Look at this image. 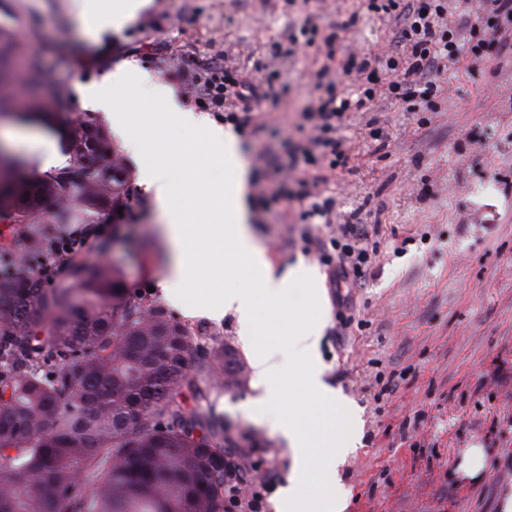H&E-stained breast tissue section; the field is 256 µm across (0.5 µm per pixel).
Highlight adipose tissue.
I'll use <instances>...</instances> for the list:
<instances>
[{
  "label": "adipose tissue",
  "mask_w": 512,
  "mask_h": 512,
  "mask_svg": "<svg viewBox=\"0 0 512 512\" xmlns=\"http://www.w3.org/2000/svg\"><path fill=\"white\" fill-rule=\"evenodd\" d=\"M146 4L147 0H74L73 18L84 35L96 39L129 25ZM119 86L127 87L125 96H115ZM76 93L81 102L116 113L114 129L134 155L142 152L149 138L147 127L125 118L139 107L162 113L184 130L200 133V140L191 146H168L166 165L142 170V180L153 189L165 216L164 233L174 253L171 267L159 281L160 293L173 304H182L192 295L204 261L216 248H223L226 261L241 262L249 287L208 289L202 303L212 318H223L228 312L236 316L254 375L256 395L250 412L257 422L270 425L289 448L293 468L281 491L278 512H345L348 495L339 483L337 466L360 444L363 422L358 409L339 402L324 380L319 348L327 313L318 271L300 261L287 272L276 273L264 245L250 228L249 169L237 135L182 106L171 86L135 76L133 66L127 64L117 65L98 82L77 86ZM211 160L221 164L228 175L218 194L209 192L201 179L203 166ZM177 188L205 200L212 223L199 224L193 213L173 210L170 200ZM189 239L196 242V253L185 251L183 244ZM297 284L306 287L314 304L312 314L283 313L276 319L275 335L259 336L256 326L263 305L286 299ZM289 381L300 388L307 407L285 406L284 386ZM277 403L283 404V411L271 413V406ZM312 483L318 484L320 491L310 499L304 491Z\"/></svg>",
  "instance_id": "obj_1"
}]
</instances>
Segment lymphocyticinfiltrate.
<instances>
[{"instance_id": "1", "label": "lymphocytic infiltrate", "mask_w": 512, "mask_h": 512, "mask_svg": "<svg viewBox=\"0 0 512 512\" xmlns=\"http://www.w3.org/2000/svg\"><path fill=\"white\" fill-rule=\"evenodd\" d=\"M373 11L393 21L396 50L388 55L391 72L380 88L367 87L353 94L342 89L343 78L360 82L374 64L371 52L350 49L343 63H336L339 35L324 31L313 17L288 34L284 42L271 48L273 58L294 54L297 47L310 49L324 60L314 72L317 91L303 114L312 146L306 163L312 171L303 178L305 202L303 218L309 224H331L336 200L324 195L325 170L346 167L349 155L336 133L350 112L365 107L382 94L404 111L418 113L419 124H427V115L436 111V102L446 91L443 76L449 66L466 64L472 72H496L512 61V0H482L478 12L462 14L450 0H369ZM277 72H270L261 84H253L234 67L216 69L203 79L196 98L224 115L227 123L248 127L253 119V102L276 96ZM370 208L351 212L337 226L335 237L318 240L320 259L331 269L336 286L360 277L377 256L376 249L362 245L360 230L371 216ZM272 483L270 475H248L243 468H227L224 473V501L228 512H260L261 492Z\"/></svg>"}]
</instances>
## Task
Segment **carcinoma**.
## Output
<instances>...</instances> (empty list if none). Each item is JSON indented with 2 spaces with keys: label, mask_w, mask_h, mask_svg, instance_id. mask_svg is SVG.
<instances>
[{
  "label": "carcinoma",
  "mask_w": 512,
  "mask_h": 512,
  "mask_svg": "<svg viewBox=\"0 0 512 512\" xmlns=\"http://www.w3.org/2000/svg\"><path fill=\"white\" fill-rule=\"evenodd\" d=\"M19 79L36 92L40 61L0 31V112ZM86 118L94 169L65 139L66 163L48 171L0 156V204L17 211L21 242L0 251V512H225L232 439L211 397L225 376L241 384L238 355L201 349L115 268L63 255L75 228L131 195L124 158Z\"/></svg>",
  "instance_id": "obj_1"
}]
</instances>
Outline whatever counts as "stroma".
<instances>
[{
    "mask_svg": "<svg viewBox=\"0 0 512 512\" xmlns=\"http://www.w3.org/2000/svg\"><path fill=\"white\" fill-rule=\"evenodd\" d=\"M70 4L0 0V27L42 62V97L57 94L53 77L68 72L63 123L86 113L75 83L99 81L125 61L163 82L175 60L191 76L227 64L253 80L266 65L280 70L287 93L257 104L263 128L239 133L252 173L250 222L276 271L300 260L318 266L328 308L346 297L354 309L356 325L341 336L330 318L320 344L326 382L363 421L361 447L338 467L346 512H499L501 497L512 492V65L485 75L450 68L447 94L423 127L387 100L351 114L338 132L351 148V169L332 177L327 192L338 210L366 201L379 210V227L368 235L379 253L339 289L312 245L330 230L305 223L297 200L306 144L298 125L316 94V66L300 55L270 61L267 49L310 14L333 26L341 45L383 58L393 50L392 23L369 12L367 0H152L130 25L94 41L73 29ZM129 118L150 125L142 159L127 160L133 195L122 211L102 216L108 229L87 255L121 270L131 293L158 303L154 286L167 246L140 169L161 158V145L187 135L147 108ZM376 128L390 136L385 150L370 137ZM187 321L201 345L217 340L243 352L233 316ZM391 379L395 392L382 394ZM252 393L247 380L217 398L235 440L228 456L250 471L271 469L279 487L291 475V457L277 436L253 424ZM475 445L488 457L472 480L459 466Z\"/></svg>",
    "mask_w": 512,
    "mask_h": 512,
    "instance_id": "obj_1",
    "label": "stroma"
}]
</instances>
